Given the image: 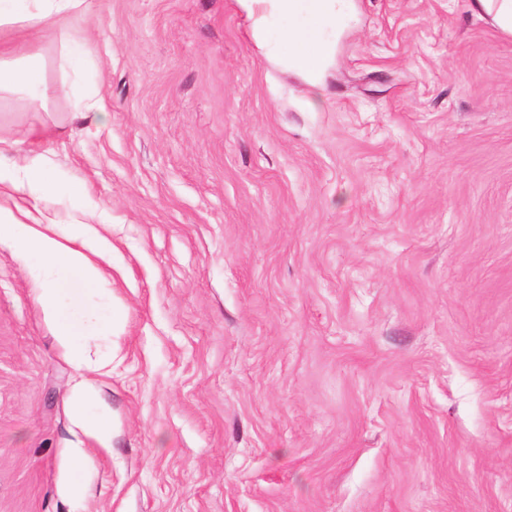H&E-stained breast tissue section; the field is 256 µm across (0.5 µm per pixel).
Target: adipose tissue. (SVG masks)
<instances>
[{
	"label": "adipose tissue",
	"mask_w": 512,
	"mask_h": 512,
	"mask_svg": "<svg viewBox=\"0 0 512 512\" xmlns=\"http://www.w3.org/2000/svg\"><path fill=\"white\" fill-rule=\"evenodd\" d=\"M250 34L266 57L310 86L322 87L336 41L355 11L354 0H236ZM88 0H0V91L46 96L33 51L34 32L65 25L84 13ZM74 202L66 233L43 213L59 193ZM103 217L89 203L83 183L59 180L44 155L28 152L22 161L0 155V246L11 249L32 271V295L54 328L58 344L75 366L87 368L80 331H111L112 314L71 317L66 307L73 286L84 295L111 300L108 266L112 243L102 235ZM72 420L103 449L112 447V420L100 410L94 391L80 384L71 397Z\"/></svg>",
	"instance_id": "1"
}]
</instances>
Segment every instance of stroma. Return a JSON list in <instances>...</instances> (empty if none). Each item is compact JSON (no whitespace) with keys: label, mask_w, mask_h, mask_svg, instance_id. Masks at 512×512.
I'll return each mask as SVG.
<instances>
[{"label":"stroma","mask_w":512,"mask_h":512,"mask_svg":"<svg viewBox=\"0 0 512 512\" xmlns=\"http://www.w3.org/2000/svg\"><path fill=\"white\" fill-rule=\"evenodd\" d=\"M355 3L322 90L236 0H89L79 73L39 34L69 92L0 93V153L39 132L106 208L113 329L80 375L0 247V512H512V36ZM77 111L85 120L97 127H106L108 114L104 111L99 92H89L82 95L77 102ZM72 420L88 437L106 450L112 448V419L99 409L94 391L80 384L71 397Z\"/></svg>","instance_id":"35a3bbf8"}]
</instances>
